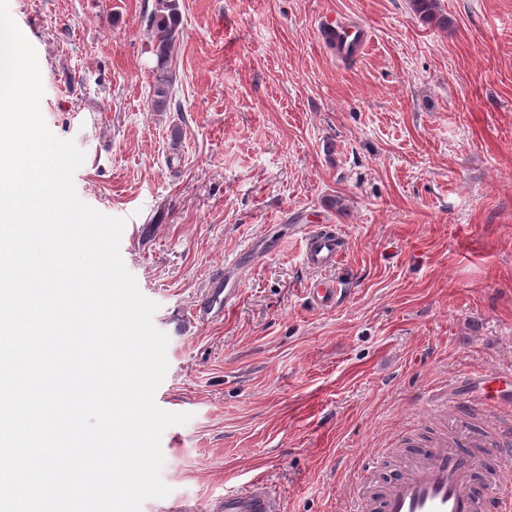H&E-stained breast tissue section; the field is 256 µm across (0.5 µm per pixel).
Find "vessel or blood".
<instances>
[{"instance_id":"vessel-or-blood-1","label":"vessel or blood","mask_w":512,"mask_h":512,"mask_svg":"<svg viewBox=\"0 0 512 512\" xmlns=\"http://www.w3.org/2000/svg\"><path fill=\"white\" fill-rule=\"evenodd\" d=\"M321 31L324 40L344 56L360 51L367 42L365 29L344 26L337 18L326 19ZM343 252L338 232L322 229L304 239V260L311 269L336 265ZM342 293L338 283L316 280L307 297L314 308L324 310L334 307ZM490 453L503 459L504 467L486 471ZM485 473L490 476V488L499 494L498 512H512V496L506 493L512 487V423L503 424L492 435L465 430L457 441L438 440L429 452L411 459L402 477L355 497L347 512H482L483 501L471 493L470 486ZM224 512H271L270 500L262 487L245 494L228 491Z\"/></svg>"}]
</instances>
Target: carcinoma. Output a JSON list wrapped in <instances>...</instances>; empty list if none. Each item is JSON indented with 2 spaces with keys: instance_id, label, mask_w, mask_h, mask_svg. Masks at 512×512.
<instances>
[{
  "instance_id": "1",
  "label": "carcinoma",
  "mask_w": 512,
  "mask_h": 512,
  "mask_svg": "<svg viewBox=\"0 0 512 512\" xmlns=\"http://www.w3.org/2000/svg\"><path fill=\"white\" fill-rule=\"evenodd\" d=\"M417 12L429 22L439 21L436 15L437 0H413ZM181 13L178 0H154L153 8L146 17L151 51L156 59L152 107L164 112L169 106V93L173 74L169 62L180 37Z\"/></svg>"
}]
</instances>
